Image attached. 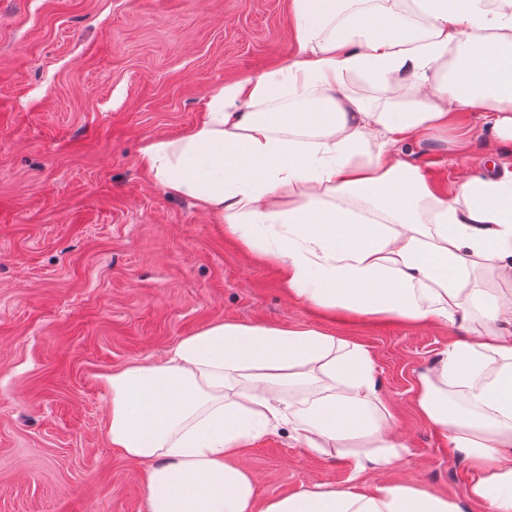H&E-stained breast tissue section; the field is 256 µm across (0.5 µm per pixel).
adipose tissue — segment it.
<instances>
[{
  "label": "adipose tissue",
  "instance_id": "adipose-tissue-1",
  "mask_svg": "<svg viewBox=\"0 0 512 512\" xmlns=\"http://www.w3.org/2000/svg\"><path fill=\"white\" fill-rule=\"evenodd\" d=\"M291 8L287 65L218 86L187 134L150 140L138 163L276 260L290 297L467 332L415 394L419 417L471 464L466 500L387 479L408 445L375 361L313 329L215 322L165 364L107 376L110 445L146 463L147 512H512V293L471 285L480 266L512 278V170L477 162L449 197L404 151L452 112H480L494 139L512 142V0ZM352 73L392 96L345 93ZM274 224L285 233L270 235ZM283 428L307 454L340 455L353 477L383 481L260 498L236 458Z\"/></svg>",
  "mask_w": 512,
  "mask_h": 512
}]
</instances>
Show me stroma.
Masks as SVG:
<instances>
[{
	"instance_id": "1",
	"label": "stroma",
	"mask_w": 512,
	"mask_h": 512,
	"mask_svg": "<svg viewBox=\"0 0 512 512\" xmlns=\"http://www.w3.org/2000/svg\"><path fill=\"white\" fill-rule=\"evenodd\" d=\"M296 51L291 0H0V512H146L143 466L107 439L104 378L220 321L363 345L409 445L390 479L463 498L466 462L415 407L418 375L463 331L291 299L280 265L138 166L216 87ZM412 150L449 188L480 159L512 165L469 112ZM241 462L264 497L350 475L284 430Z\"/></svg>"
}]
</instances>
